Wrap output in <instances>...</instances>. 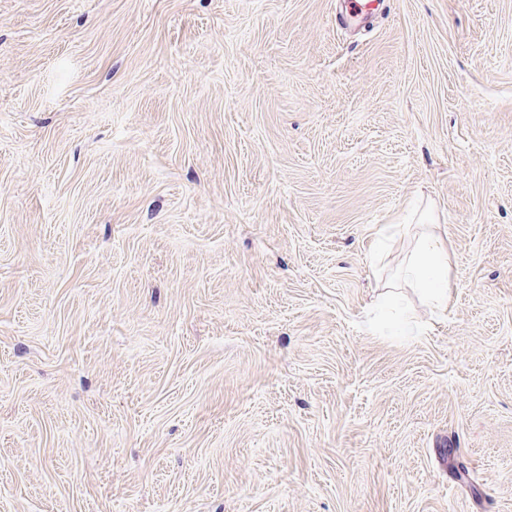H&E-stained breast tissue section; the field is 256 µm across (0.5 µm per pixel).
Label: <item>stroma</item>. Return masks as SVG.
Wrapping results in <instances>:
<instances>
[{"label":"stroma","instance_id":"35a3bbf8","mask_svg":"<svg viewBox=\"0 0 512 512\" xmlns=\"http://www.w3.org/2000/svg\"><path fill=\"white\" fill-rule=\"evenodd\" d=\"M341 2L0 0V512H512V0ZM425 270L434 273L438 283L437 288H431L423 278ZM409 274L429 292L430 298L435 304L441 305L446 299L448 301V293L452 288L448 266V248L434 233L427 232L421 235L418 258L412 262Z\"/></svg>","mask_w":512,"mask_h":512}]
</instances>
